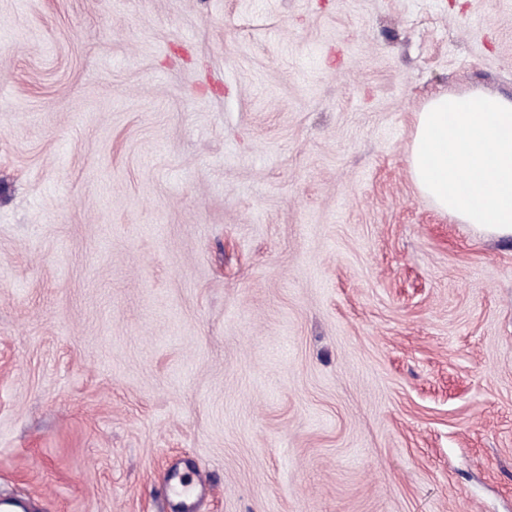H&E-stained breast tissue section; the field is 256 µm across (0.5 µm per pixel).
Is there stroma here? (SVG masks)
Instances as JSON below:
<instances>
[{
  "instance_id": "obj_1",
  "label": "stroma",
  "mask_w": 512,
  "mask_h": 512,
  "mask_svg": "<svg viewBox=\"0 0 512 512\" xmlns=\"http://www.w3.org/2000/svg\"><path fill=\"white\" fill-rule=\"evenodd\" d=\"M468 90L512 0H0V496L512 512V239L408 167Z\"/></svg>"
}]
</instances>
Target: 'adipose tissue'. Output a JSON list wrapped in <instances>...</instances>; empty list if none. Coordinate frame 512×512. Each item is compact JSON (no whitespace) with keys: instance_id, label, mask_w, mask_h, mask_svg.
<instances>
[{"instance_id":"ef3b65f1","label":"adipose tissue","mask_w":512,"mask_h":512,"mask_svg":"<svg viewBox=\"0 0 512 512\" xmlns=\"http://www.w3.org/2000/svg\"><path fill=\"white\" fill-rule=\"evenodd\" d=\"M408 164L439 210L483 235L512 238V98L434 95L416 114Z\"/></svg>"}]
</instances>
